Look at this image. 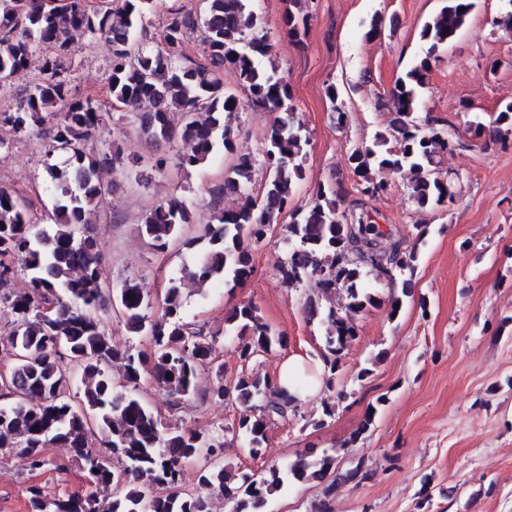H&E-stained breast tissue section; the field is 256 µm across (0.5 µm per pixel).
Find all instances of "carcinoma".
<instances>
[{"mask_svg": "<svg viewBox=\"0 0 512 512\" xmlns=\"http://www.w3.org/2000/svg\"><path fill=\"white\" fill-rule=\"evenodd\" d=\"M153 0H109L93 8L85 0L50 5L47 0H0V86L30 66L36 53L42 64L24 100L14 109L0 110V125L17 134L33 128L49 136L44 184L55 198L46 222L33 221L22 195L0 185V305L14 316L5 351L12 359L8 374L0 373V448H15L28 470L49 464L43 448L60 444L74 452L94 489L82 497L49 498L29 489L30 512H212L211 497L224 496L228 512H263L268 496L292 478L323 481L334 459L309 460L304 452L281 472L267 477L247 472L231 475L222 461L224 434L171 427L139 394L144 374L169 397L196 391L198 372L215 373L212 399L231 394L243 407L237 435L259 454L267 424L288 414L290 400L276 383L246 368L260 354L283 345L252 302L233 308L229 331L240 335L236 352L244 371L230 391L222 381L224 363L217 355V335H207L185 320L182 279L165 287L157 316L148 314L151 295L127 280L114 290L100 273L103 245L92 215L112 186L120 155L98 147V137L110 114L130 103L140 106L130 119L157 147L181 143L175 162L182 169L205 165L218 151L231 158L223 183L208 190L211 220L200 235L184 236L193 214L182 195L174 194L147 211L141 233L157 252L172 243L198 248L185 277L197 286L219 282L238 285L253 273L252 248L259 245L270 224L289 213V251L280 267L287 285L312 280L326 293L345 291L344 307H320L308 302V314L327 325L322 382L336 384L337 357L357 335L349 318L373 297L361 282L370 267L383 276L403 275L401 296L391 299V315L411 294L418 253L395 241L379 247L385 237L369 213L341 211V185L317 192L313 205L293 206V189L304 179L302 164L309 139L292 105L288 83L259 60L271 55L272 44L254 31L248 0H201V8L183 6L169 13L156 43L143 36ZM475 8V0H444V6L421 30L424 56L392 89L396 146L387 135L375 136L374 147L357 149L349 162L362 178L359 193L370 199L382 195V174L408 171L411 197L420 208L453 200L448 181L437 171V157L448 150L447 133L428 132L416 121L420 90L437 53L452 42ZM288 34L300 42L307 19L288 11L283 16ZM200 30L208 56L196 61L186 53V41ZM104 39L111 70L106 93L78 95L72 91L74 55L72 32ZM248 92V105L276 112L263 148L257 153L238 150L237 135L226 117L241 108L234 88ZM492 132L512 133V105L490 121ZM263 166L268 177L253 194L252 174ZM244 199L228 207L230 197ZM27 276L26 291L14 294L12 282ZM117 306L127 331L148 336L149 354L110 342L98 312ZM119 364L122 384L112 380L109 365ZM106 449L93 448L96 435ZM204 456L210 464L200 470L193 492L181 489L183 464ZM120 465H114V461ZM163 485L165 495L153 488ZM112 487V501L98 500L96 489Z\"/></svg>", "mask_w": 512, "mask_h": 512, "instance_id": "carcinoma-1", "label": "carcinoma"}]
</instances>
